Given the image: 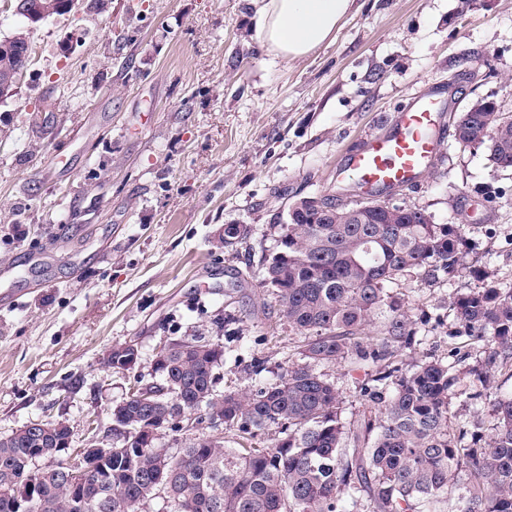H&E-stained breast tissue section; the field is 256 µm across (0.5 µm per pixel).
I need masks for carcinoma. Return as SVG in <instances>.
Wrapping results in <instances>:
<instances>
[{
  "mask_svg": "<svg viewBox=\"0 0 512 512\" xmlns=\"http://www.w3.org/2000/svg\"><path fill=\"white\" fill-rule=\"evenodd\" d=\"M459 140L512 167V114L468 112ZM463 224H425L408 206L396 224H326L310 213L278 225L275 251L260 261L259 284L272 290L291 331L304 337L297 360L270 378L257 364L254 384L219 394L215 371L224 346L200 336L165 343L153 372L164 392L148 405L138 393L111 410L108 482L89 478L73 491L57 448L72 435L56 421L0 436V512H15L16 488L40 481L30 512H143L167 491L168 512H435L464 480L456 512H512V396L493 399L489 439L452 422L450 404L464 378L486 384L433 356L403 363L417 334L410 309L389 285L406 272L426 282L464 269ZM457 325L483 341V362L512 371V288L483 270L478 287L452 302ZM378 332H371L377 317ZM375 367L361 388L368 405L357 426L344 398L318 367ZM224 419L235 447L203 433L175 452L154 428L178 432L203 414ZM272 430L270 442L258 436Z\"/></svg>",
  "mask_w": 512,
  "mask_h": 512,
  "instance_id": "obj_1",
  "label": "carcinoma"
}]
</instances>
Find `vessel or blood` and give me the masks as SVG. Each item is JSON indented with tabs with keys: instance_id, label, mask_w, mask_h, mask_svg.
<instances>
[{
	"instance_id": "vessel-or-blood-1",
	"label": "vessel or blood",
	"mask_w": 512,
	"mask_h": 512,
	"mask_svg": "<svg viewBox=\"0 0 512 512\" xmlns=\"http://www.w3.org/2000/svg\"><path fill=\"white\" fill-rule=\"evenodd\" d=\"M441 105L436 97L420 100L398 113L388 133L348 155L345 168L355 178L356 191L381 194L404 183H417L442 144Z\"/></svg>"
}]
</instances>
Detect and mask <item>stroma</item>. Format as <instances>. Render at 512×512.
<instances>
[{"label": "stroma", "instance_id": "obj_1", "mask_svg": "<svg viewBox=\"0 0 512 512\" xmlns=\"http://www.w3.org/2000/svg\"><path fill=\"white\" fill-rule=\"evenodd\" d=\"M251 0H103L32 26L0 0V40L27 31L30 61L0 100V263L47 254L0 305V435L39 420L69 424L76 445L107 427L169 339L226 348L216 390L276 372L301 338L258 282L275 226L302 198L359 199L339 182L346 152L387 132L418 96L440 91L448 136L397 203L471 230L466 268L445 283L395 284L432 353L466 370L482 344L459 334L453 298L473 270L512 286V168L461 147L476 96L512 113V0H355L330 41L285 63L260 48ZM250 235L225 245L224 227ZM131 342L140 363L108 368ZM357 422L363 369L329 366Z\"/></svg>", "mask_w": 512, "mask_h": 512}]
</instances>
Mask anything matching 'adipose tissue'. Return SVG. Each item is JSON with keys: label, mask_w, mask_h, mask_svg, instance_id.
<instances>
[{"label": "adipose tissue", "mask_w": 512, "mask_h": 512, "mask_svg": "<svg viewBox=\"0 0 512 512\" xmlns=\"http://www.w3.org/2000/svg\"><path fill=\"white\" fill-rule=\"evenodd\" d=\"M255 37L286 62L321 47L353 6V0H254Z\"/></svg>", "instance_id": "1"}]
</instances>
